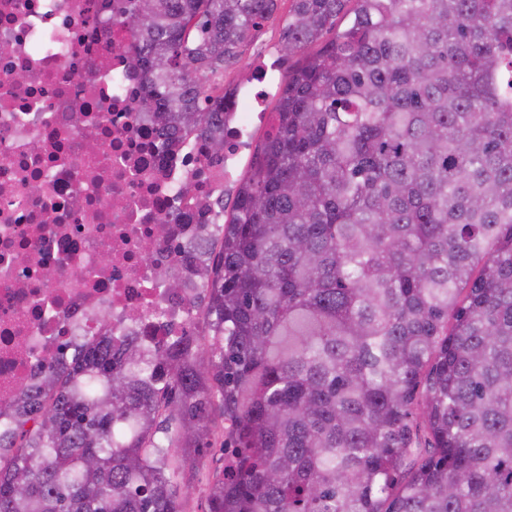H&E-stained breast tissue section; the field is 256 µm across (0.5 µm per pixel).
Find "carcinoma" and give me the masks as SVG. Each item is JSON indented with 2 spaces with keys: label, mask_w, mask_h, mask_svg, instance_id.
<instances>
[{
  "label": "carcinoma",
  "mask_w": 512,
  "mask_h": 512,
  "mask_svg": "<svg viewBox=\"0 0 512 512\" xmlns=\"http://www.w3.org/2000/svg\"><path fill=\"white\" fill-rule=\"evenodd\" d=\"M288 72L196 331L100 336L0 401V512H512V0H295ZM277 0H138L163 135ZM210 441L213 443L212 448H207L201 457H196L190 462L180 477L181 482L187 481L192 487L191 494L184 501L185 512H206L208 509V483L224 462L223 451L220 448L222 438L215 436L211 437Z\"/></svg>",
  "instance_id": "1"
}]
</instances>
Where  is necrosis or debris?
<instances>
[{
    "instance_id": "4bbe7bcc",
    "label": "necrosis or debris",
    "mask_w": 512,
    "mask_h": 512,
    "mask_svg": "<svg viewBox=\"0 0 512 512\" xmlns=\"http://www.w3.org/2000/svg\"><path fill=\"white\" fill-rule=\"evenodd\" d=\"M134 2L0 0V400L89 337L177 336L196 320L267 74L228 93L222 150L205 133L163 139L132 63L139 35L116 21Z\"/></svg>"
}]
</instances>
